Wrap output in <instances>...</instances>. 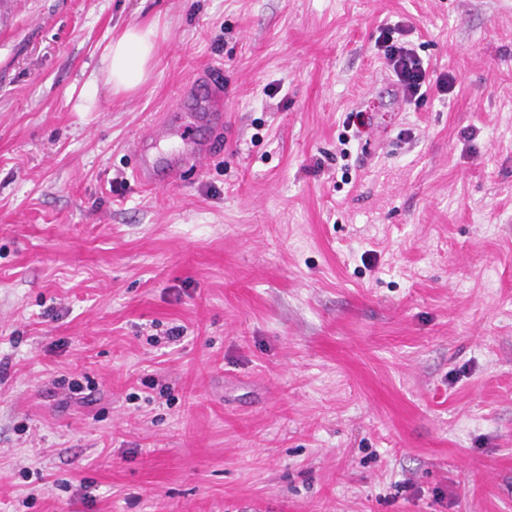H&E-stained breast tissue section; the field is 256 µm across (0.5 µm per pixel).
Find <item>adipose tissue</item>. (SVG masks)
I'll return each mask as SVG.
<instances>
[{"label":"adipose tissue","mask_w":512,"mask_h":512,"mask_svg":"<svg viewBox=\"0 0 512 512\" xmlns=\"http://www.w3.org/2000/svg\"><path fill=\"white\" fill-rule=\"evenodd\" d=\"M155 38L153 26H132L106 46L102 62L105 83L112 92H129L147 81L154 58Z\"/></svg>","instance_id":"obj_1"}]
</instances>
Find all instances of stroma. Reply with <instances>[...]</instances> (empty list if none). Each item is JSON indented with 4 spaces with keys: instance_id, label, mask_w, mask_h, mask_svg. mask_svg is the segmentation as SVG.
<instances>
[{
    "instance_id": "35a3bbf8",
    "label": "stroma",
    "mask_w": 512,
    "mask_h": 512,
    "mask_svg": "<svg viewBox=\"0 0 512 512\" xmlns=\"http://www.w3.org/2000/svg\"><path fill=\"white\" fill-rule=\"evenodd\" d=\"M0 361V512H512V0H0ZM155 38L153 25L132 26L106 46L102 63L105 83L113 93L133 91L147 81L154 58ZM402 25L384 27L378 41V48L395 77L402 98L406 103L419 102L427 96L430 87L427 68L423 60L402 36ZM212 146L213 143L207 141H193L183 151L166 158L165 166L169 178L176 179L180 177L184 169L191 167L195 162L209 156Z\"/></svg>"
}]
</instances>
